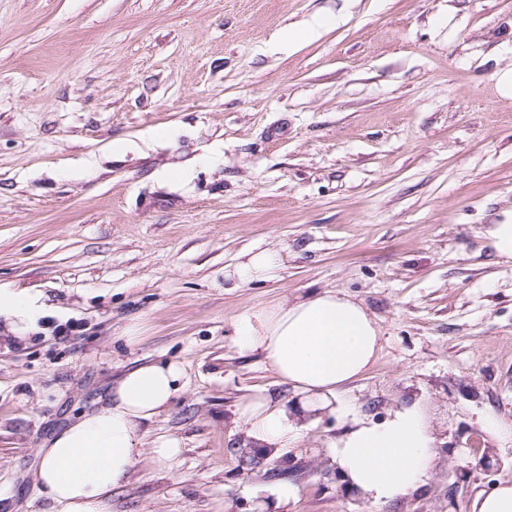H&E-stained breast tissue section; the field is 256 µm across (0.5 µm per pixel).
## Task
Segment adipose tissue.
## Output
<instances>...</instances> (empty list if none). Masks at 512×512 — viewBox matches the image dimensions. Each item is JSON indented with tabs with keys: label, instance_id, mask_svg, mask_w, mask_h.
<instances>
[{
	"label": "adipose tissue",
	"instance_id": "1",
	"mask_svg": "<svg viewBox=\"0 0 512 512\" xmlns=\"http://www.w3.org/2000/svg\"><path fill=\"white\" fill-rule=\"evenodd\" d=\"M39 298L0 287V316L12 326L33 323ZM234 344L261 353L268 369L303 396L308 415L335 413L333 399L376 361L379 330L362 304L333 290L260 307L234 323ZM183 387L173 362L145 363L128 371L98 409L81 414L42 442L32 480L60 512H106L114 488L134 466L141 425L166 409ZM249 434L273 450L287 447L296 425L269 398L243 402ZM340 472L349 485L376 503L407 496L427 479L435 439L419 406L393 411L382 423L357 422L335 444Z\"/></svg>",
	"mask_w": 512,
	"mask_h": 512
}]
</instances>
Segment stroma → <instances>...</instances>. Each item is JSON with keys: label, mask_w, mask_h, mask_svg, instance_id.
I'll return each instance as SVG.
<instances>
[{"label": "stroma", "mask_w": 512, "mask_h": 512, "mask_svg": "<svg viewBox=\"0 0 512 512\" xmlns=\"http://www.w3.org/2000/svg\"><path fill=\"white\" fill-rule=\"evenodd\" d=\"M508 71L512 0H0V286L42 304L0 320V512H59L40 444L163 360L183 388L109 512H471L512 483V434L487 428L512 425V261L483 236L512 218ZM258 251L274 278L232 279ZM325 290L367 309L377 360L243 465L241 401L302 397L233 323ZM412 404L434 466L371 502L336 466L339 416Z\"/></svg>", "instance_id": "stroma-1"}]
</instances>
